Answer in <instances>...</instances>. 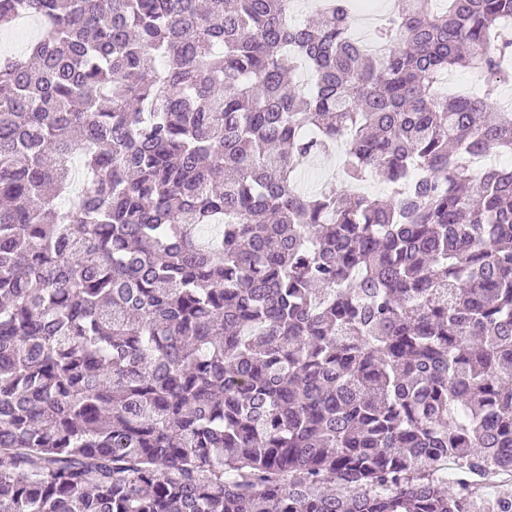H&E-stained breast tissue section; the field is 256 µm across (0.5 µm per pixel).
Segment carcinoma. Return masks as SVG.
<instances>
[{"instance_id":"1","label":"carcinoma","mask_w":512,"mask_h":512,"mask_svg":"<svg viewBox=\"0 0 512 512\" xmlns=\"http://www.w3.org/2000/svg\"><path fill=\"white\" fill-rule=\"evenodd\" d=\"M446 2L0 0V512H512V0ZM38 29L21 32L15 27L0 30V55L11 56L20 54L26 47V44L36 38Z\"/></svg>"}]
</instances>
